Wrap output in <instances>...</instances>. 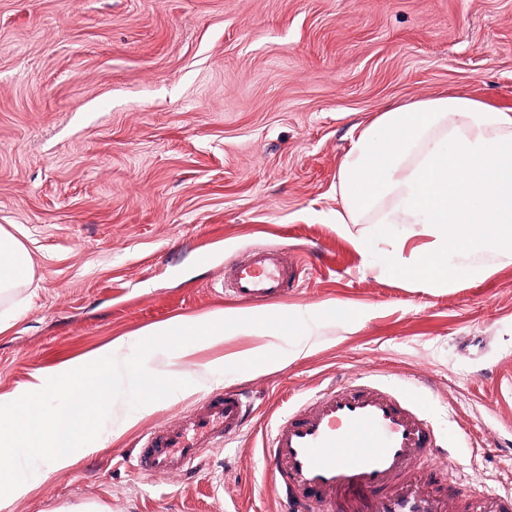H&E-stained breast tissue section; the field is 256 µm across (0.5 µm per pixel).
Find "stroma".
<instances>
[{
  "label": "stroma",
  "mask_w": 512,
  "mask_h": 512,
  "mask_svg": "<svg viewBox=\"0 0 512 512\" xmlns=\"http://www.w3.org/2000/svg\"><path fill=\"white\" fill-rule=\"evenodd\" d=\"M448 93L512 108V0H0V228L36 284L0 332V394L118 338L126 360L175 317L239 322L191 356L150 353L188 387L148 410L114 400L92 448L38 465L5 512H280L259 457L271 422L370 375L424 404L457 488L512 485V263L481 253L487 273L416 288L357 247L377 225L332 219L361 128ZM256 246L299 281L243 307L224 269ZM280 314L305 319L300 339L253 323ZM257 346L263 369L234 363ZM220 387L255 397L238 441L190 476L139 474V436Z\"/></svg>",
  "instance_id": "1"
}]
</instances>
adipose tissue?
Instances as JSON below:
<instances>
[{
	"mask_svg": "<svg viewBox=\"0 0 512 512\" xmlns=\"http://www.w3.org/2000/svg\"><path fill=\"white\" fill-rule=\"evenodd\" d=\"M338 224H409L423 246L389 242L408 283L450 288L475 250L512 261V109L439 95L382 112L353 140L338 173ZM28 250L0 229V303L31 287Z\"/></svg>",
	"mask_w": 512,
	"mask_h": 512,
	"instance_id": "adipose-tissue-1",
	"label": "adipose tissue"
}]
</instances>
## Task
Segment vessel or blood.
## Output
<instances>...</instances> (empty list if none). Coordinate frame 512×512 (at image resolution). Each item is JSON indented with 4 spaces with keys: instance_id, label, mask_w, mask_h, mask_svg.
<instances>
[{
    "instance_id": "obj_1",
    "label": "vessel or blood",
    "mask_w": 512,
    "mask_h": 512,
    "mask_svg": "<svg viewBox=\"0 0 512 512\" xmlns=\"http://www.w3.org/2000/svg\"><path fill=\"white\" fill-rule=\"evenodd\" d=\"M296 272L280 252L256 247L224 274L239 305L286 297ZM242 389L213 392L179 422L151 429L134 466L150 477L191 472L203 449L229 445L250 415ZM412 394L373 378L329 383L273 422L262 451L282 512H512V491L448 504L446 466Z\"/></svg>"
}]
</instances>
